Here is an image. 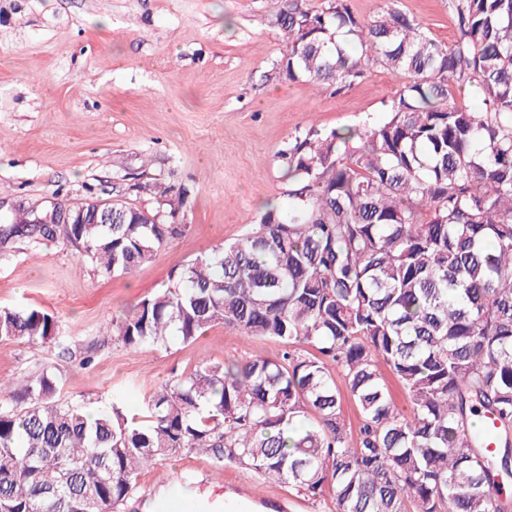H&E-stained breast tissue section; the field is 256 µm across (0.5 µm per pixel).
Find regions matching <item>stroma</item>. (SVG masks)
<instances>
[{
  "label": "stroma",
  "mask_w": 512,
  "mask_h": 512,
  "mask_svg": "<svg viewBox=\"0 0 512 512\" xmlns=\"http://www.w3.org/2000/svg\"><path fill=\"white\" fill-rule=\"evenodd\" d=\"M430 38L459 36L455 0H394ZM276 0H0V212L90 197L156 213L185 233L130 274L105 276L63 241L0 244V309H44L56 339L0 341V377L50 369L61 401L138 413L155 385L198 363L278 358L273 339L218 323L195 341L132 349L112 322L169 283L171 271L285 205L281 153L310 129L362 128L385 115L405 78L382 67L343 91L288 80L270 23ZM223 486L239 512H326L270 484L183 450L142 471L119 512L154 500L189 466Z\"/></svg>",
  "instance_id": "obj_1"
}]
</instances>
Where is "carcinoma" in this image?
Segmentation results:
<instances>
[{"label":"carcinoma","instance_id":"obj_1","mask_svg":"<svg viewBox=\"0 0 512 512\" xmlns=\"http://www.w3.org/2000/svg\"><path fill=\"white\" fill-rule=\"evenodd\" d=\"M449 46L386 5L278 0L292 80L345 89L404 75L361 132L311 130L282 153L288 204L175 269L112 324L129 348L184 343L216 322L278 340V360L202 363L125 416L57 399L53 373L0 383V512H114L141 470L187 449L326 500L327 512H512V0H456ZM474 87L481 106L457 102ZM123 224H32L0 240H62L130 274L184 224L125 206ZM53 314L1 309L0 340L38 346ZM360 408L346 429L330 365ZM410 410L389 397L380 366Z\"/></svg>","mask_w":512,"mask_h":512}]
</instances>
